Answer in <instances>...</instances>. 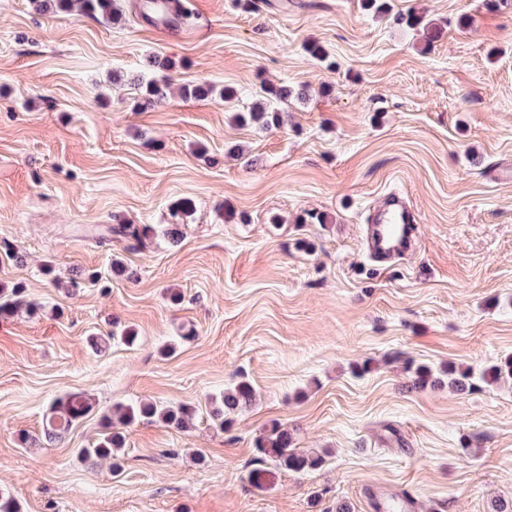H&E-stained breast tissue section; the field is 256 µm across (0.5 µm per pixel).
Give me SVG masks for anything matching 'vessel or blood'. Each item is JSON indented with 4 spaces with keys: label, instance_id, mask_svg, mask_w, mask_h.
<instances>
[{
    "label": "vessel or blood",
    "instance_id": "1",
    "mask_svg": "<svg viewBox=\"0 0 512 512\" xmlns=\"http://www.w3.org/2000/svg\"><path fill=\"white\" fill-rule=\"evenodd\" d=\"M418 230V217L405 196L390 194L372 220L368 250L375 260L386 261L410 249Z\"/></svg>",
    "mask_w": 512,
    "mask_h": 512
}]
</instances>
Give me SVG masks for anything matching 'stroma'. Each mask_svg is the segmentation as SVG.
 Wrapping results in <instances>:
<instances>
[{"mask_svg": "<svg viewBox=\"0 0 512 512\" xmlns=\"http://www.w3.org/2000/svg\"><path fill=\"white\" fill-rule=\"evenodd\" d=\"M144 2L116 0L112 24L0 0V241L24 257L0 251V284L26 302L0 317V489L20 512H512V388L410 386L419 365L512 356V0H391L442 27L427 53L364 0H190L175 31ZM164 76L136 108L137 78ZM198 83L236 97L181 94ZM267 83L309 98L268 132L231 122ZM394 190L421 238L379 264L367 226ZM121 223L183 238L100 243ZM78 271L101 281L69 294ZM116 325L135 342L91 347ZM241 380L253 405L219 423ZM71 393L94 409L47 443ZM141 402L193 424L134 423L116 473L78 458ZM275 423L324 463L258 488ZM141 100L138 101V105L145 108L152 105L156 100L164 97L165 90L167 88V82L164 79H149L141 80L139 82Z\"/></svg>", "mask_w": 512, "mask_h": 512, "instance_id": "stroma-1", "label": "stroma"}]
</instances>
